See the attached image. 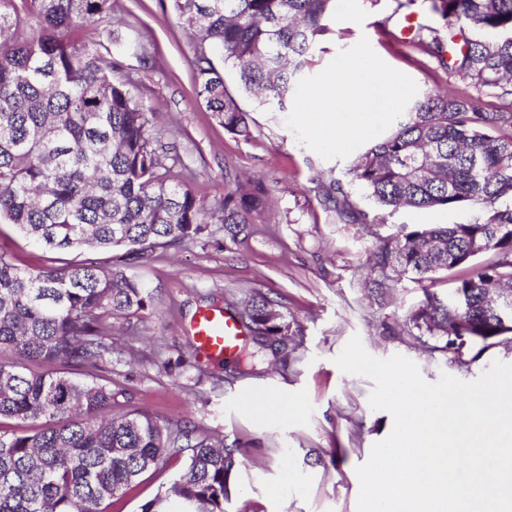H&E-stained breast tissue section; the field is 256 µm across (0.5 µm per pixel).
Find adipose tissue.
<instances>
[{"label":"adipose tissue","mask_w":512,"mask_h":512,"mask_svg":"<svg viewBox=\"0 0 512 512\" xmlns=\"http://www.w3.org/2000/svg\"><path fill=\"white\" fill-rule=\"evenodd\" d=\"M374 71L336 66L323 76L300 107L302 117L322 141L335 145L366 135L371 122L362 108Z\"/></svg>","instance_id":"ef3b65f1"}]
</instances>
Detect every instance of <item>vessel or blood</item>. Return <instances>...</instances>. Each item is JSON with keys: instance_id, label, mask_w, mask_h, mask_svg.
<instances>
[{"instance_id": "obj_1", "label": "vessel or blood", "mask_w": 512, "mask_h": 512, "mask_svg": "<svg viewBox=\"0 0 512 512\" xmlns=\"http://www.w3.org/2000/svg\"><path fill=\"white\" fill-rule=\"evenodd\" d=\"M192 333L197 354L206 360L231 357L244 336L234 317L221 310L200 313L194 320Z\"/></svg>"}]
</instances>
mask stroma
Returning <instances> with one entry per match:
<instances>
[{
	"instance_id": "obj_1",
	"label": "stroma",
	"mask_w": 512,
	"mask_h": 512,
	"mask_svg": "<svg viewBox=\"0 0 512 512\" xmlns=\"http://www.w3.org/2000/svg\"><path fill=\"white\" fill-rule=\"evenodd\" d=\"M114 35L108 48L122 65L132 94L157 117L162 141L180 160L187 182L208 206L223 200L236 182L259 180L273 213L254 215L250 234L222 248L196 244L157 248L135 266L154 296L151 308L113 319L114 352L108 379L113 410H146L162 420L190 422L197 435L244 448L247 457L231 473L224 512H357L356 474L393 417L369 406L368 378L343 373L335 357L352 336L373 356L412 360L422 377L441 373L471 381L496 360L512 363V348L494 346L476 362L459 365L430 351L403 325L425 291L446 295L448 276L435 274L428 288L410 279L375 290L369 258L378 237L401 225L454 224L471 208L378 211L347 170L368 138L345 151L320 144L297 111L275 112L244 99L250 137L224 130L195 94L197 43L158 0H110ZM328 30L309 54L310 66L295 93L303 102L322 76L342 61L368 57L379 69L363 104L377 115L374 137L389 132L400 106L395 85L412 94L432 89L455 94L467 83L401 38L391 0H343ZM372 136V137H373ZM345 184L356 209L383 214L382 224H346L325 209L314 170ZM0 249L24 268L91 260L108 264L110 252L58 253L38 246L16 226L0 223ZM261 293L290 324L288 360L264 355L254 374L238 375L232 359L204 361L190 326L213 306L235 311ZM265 392L275 408L249 413L239 406L245 391ZM184 455L143 473L107 512H140L146 501L178 476Z\"/></svg>"
}]
</instances>
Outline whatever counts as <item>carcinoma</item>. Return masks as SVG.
Masks as SVG:
<instances>
[{"mask_svg": "<svg viewBox=\"0 0 512 512\" xmlns=\"http://www.w3.org/2000/svg\"><path fill=\"white\" fill-rule=\"evenodd\" d=\"M110 0H0V221L51 251L107 249L111 264L77 262L26 270L0 250V419L41 421L0 430V512H104L146 471L173 453L184 471L141 512H224L226 483L244 448H226L184 424L147 411L112 413V386L78 380L104 370L111 319L152 305L129 270L157 246L217 245L247 233L268 209L258 181L224 194L218 209L167 165L154 116L119 77L121 64L82 36L107 17ZM199 45L196 94L224 129L250 135L241 97L289 112L307 55L327 30L336 0H161ZM448 21V39L424 25L408 43L468 86L501 89L484 110L464 92L429 91L398 113L388 134L352 162V180L384 209L475 210L463 223L404 225L378 237L372 269L418 284L446 272L464 306L424 291L404 326L457 363L477 361L512 334L487 297L512 289V0H429ZM38 31L24 32L27 16ZM236 75L228 89L224 68ZM323 198L353 224L383 220L353 208L339 182ZM494 259L481 260L485 253ZM251 342L235 353L238 371L262 351L286 349V316L258 293L247 301Z\"/></svg>", "mask_w": 512, "mask_h": 512, "instance_id": "cac0c4a2", "label": "carcinoma"}]
</instances>
